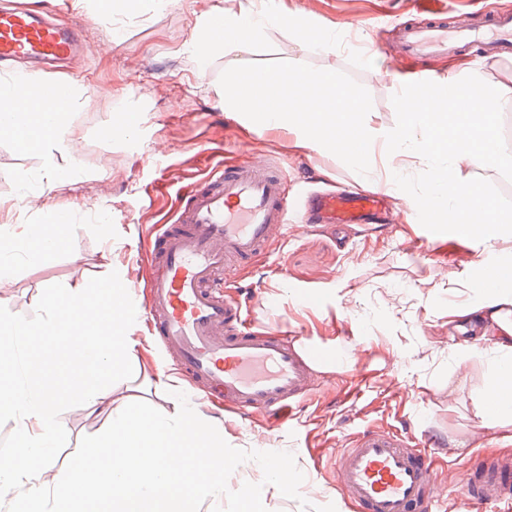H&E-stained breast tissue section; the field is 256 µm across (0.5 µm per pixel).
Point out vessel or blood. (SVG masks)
<instances>
[{"instance_id": "obj_1", "label": "vessel or blood", "mask_w": 512, "mask_h": 512, "mask_svg": "<svg viewBox=\"0 0 512 512\" xmlns=\"http://www.w3.org/2000/svg\"><path fill=\"white\" fill-rule=\"evenodd\" d=\"M406 50L429 60L463 43L481 45L487 58L512 57V13L486 15L481 26L434 17L400 29ZM76 28L32 9L0 11V71L12 63H48L77 55ZM385 197L340 189L289 193L279 166L215 170L183 199L175 223L159 229L149 249L161 270L145 281L142 296L152 333L176 355L177 368L201 394L218 392L242 413L285 412L307 394L315 371L299 340L274 330H242V310L224 293L223 275L234 262L255 257L276 227L293 230L294 218L321 224H367ZM330 469L346 497L364 512H438L443 502L426 449L409 435L369 426L333 449ZM493 500L512 504V459L487 468Z\"/></svg>"}]
</instances>
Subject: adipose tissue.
Returning a JSON list of instances; mask_svg holds the SVG:
<instances>
[{
  "label": "adipose tissue",
  "instance_id": "adipose-tissue-1",
  "mask_svg": "<svg viewBox=\"0 0 512 512\" xmlns=\"http://www.w3.org/2000/svg\"><path fill=\"white\" fill-rule=\"evenodd\" d=\"M223 38L196 35L191 49L198 60H206L218 48L240 53L250 48L251 35L278 24L292 31L298 42L323 51L333 41L327 36L311 37L297 16L271 15L258 8L223 14ZM27 110L22 119L47 151L71 152L61 136L70 112L62 106L48 110L36 83L24 87ZM61 236L59 224H29L21 236L0 234V248L16 239L30 241L29 262L37 263L53 250ZM110 308L89 302L88 288L67 294L65 300L74 316L56 351L33 354L23 367L25 387L17 391L0 387V416L20 426V451L0 459V501H8L10 512H191V499L208 502L210 512H224V481L236 470L237 462L224 453V427L209 422L198 406L179 404L164 416L139 418L119 407L105 406V385L84 380L59 386L49 378L71 359L99 367L101 361L121 364L142 346L126 327L131 312L129 286L115 281L110 290ZM470 315L487 321L494 333L499 359L488 398L498 400L495 417L512 419V281L485 291ZM81 409L105 407L110 429L99 449L75 457L67 470L55 469L50 452L54 424L61 406Z\"/></svg>",
  "mask_w": 512,
  "mask_h": 512
}]
</instances>
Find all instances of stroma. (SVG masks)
Here are the masks:
<instances>
[{
	"mask_svg": "<svg viewBox=\"0 0 512 512\" xmlns=\"http://www.w3.org/2000/svg\"><path fill=\"white\" fill-rule=\"evenodd\" d=\"M38 2L60 23L84 24L94 54L73 65L81 94L66 130L77 153L56 155L55 175H48L41 151L0 138V224L17 231L52 221L60 209L73 211L64 227L68 249L36 264L27 261L25 243L0 252V309L29 325L50 319L46 304L54 290L119 276L141 285L152 272V226L171 223L183 193L215 167L273 160L308 187L364 185L330 152L296 146L294 134L247 130L215 94L225 68L279 59L346 72L372 96L368 123L391 128L401 75L435 81L448 66L447 57L424 62L402 50L393 25L424 21L416 0H269L271 10L335 30L336 46L326 53L304 49L288 29L273 26L257 34L250 53H214L202 80L190 51L200 20L219 5L250 9L251 0H140L136 13L95 18L70 0ZM459 53L468 73L489 85L512 81V58L483 59L475 45ZM129 111L139 113V127L110 137L108 127ZM487 250L512 263V235L429 237L393 207L376 228L301 229L283 250L262 255L238 287L248 326L278 328L324 353L313 392L282 422L241 415L220 396L198 401L173 353L150 335L141 308L130 326L153 351L156 374L130 358L99 377L115 403H128L135 415L166 414L178 399L200 402L223 420L225 451L240 461L224 483V512H241L255 475L278 456L289 458L300 484L267 494L263 512H361L337 490L325 460L337 441L368 425L429 439L433 477L448 491L445 512H496L492 501L466 502L465 481L482 461L512 455V423H495L481 400L498 353L493 343L475 341L469 326L449 321L481 298L477 255ZM50 346L45 336L0 338V380L20 378L25 355ZM161 374L175 378V389L158 386ZM56 423L54 464L62 469L93 451L108 417L67 406Z\"/></svg>",
	"mask_w": 512,
	"mask_h": 512,
	"instance_id": "35a3bbf8",
	"label": "stroma"
}]
</instances>
